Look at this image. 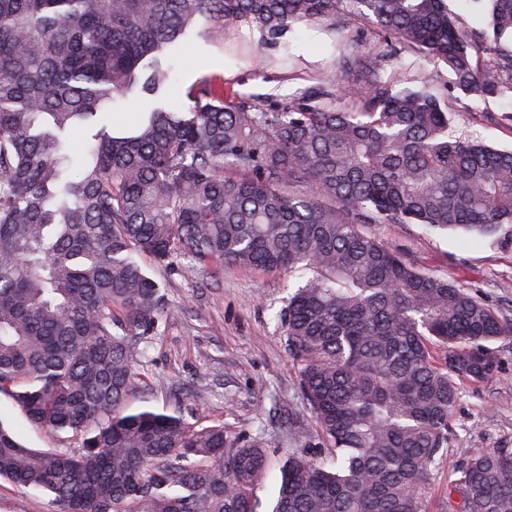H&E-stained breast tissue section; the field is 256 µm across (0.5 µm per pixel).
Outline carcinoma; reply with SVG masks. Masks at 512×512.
Instances as JSON below:
<instances>
[{
	"label": "carcinoma",
	"instance_id": "1",
	"mask_svg": "<svg viewBox=\"0 0 512 512\" xmlns=\"http://www.w3.org/2000/svg\"><path fill=\"white\" fill-rule=\"evenodd\" d=\"M461 26L445 0H0V393L75 448H27L0 425V479L59 512H256L263 446L150 409L133 331L165 305L140 262L286 271L285 347L324 446L288 449L273 512H428L459 382L500 373L512 336L482 298L406 261L364 224L462 230L512 247V150L448 135L430 87L375 78L348 108L322 87L286 108L156 106L94 135L73 177L62 136L136 86L170 80V45L197 20L274 42L353 13L448 67L468 96L512 92V0ZM446 512H512V448H461Z\"/></svg>",
	"mask_w": 512,
	"mask_h": 512
}]
</instances>
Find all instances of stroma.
I'll return each mask as SVG.
<instances>
[{
	"label": "stroma",
	"mask_w": 512,
	"mask_h": 512,
	"mask_svg": "<svg viewBox=\"0 0 512 512\" xmlns=\"http://www.w3.org/2000/svg\"><path fill=\"white\" fill-rule=\"evenodd\" d=\"M362 46L383 79L413 86L423 67L419 56L379 36L367 20L344 15L335 24L300 23L274 43L241 25L223 39L209 36L205 23L192 28L170 53L172 83L164 102L187 110V90L211 75L224 79L230 101L281 108L297 103L306 88L320 85L336 68L338 36ZM434 88L451 114L448 132L474 136L498 148H512V125L499 116L512 98L474 99L453 83L447 67ZM150 100L134 92L97 115V127L118 131L148 111ZM366 230L423 270L454 281L512 319V248L462 231H429L418 224H370ZM166 289L165 308L149 336H134L132 358L146 388L126 400L128 409L176 413L189 423L220 424L233 435L266 441L269 463L254 488L258 512H270L281 470L294 435L288 418L299 415L308 443L317 426L303 410L298 371L284 348L281 312L288 299V276L280 272L225 269L215 277L184 275L179 265L153 266ZM499 376L459 387L450 417L449 454L427 489L430 512H442L443 493L453 478L460 448H512V336L495 341ZM0 424L30 448L71 447L65 433L33 425L6 394H0ZM0 512H57L49 495L0 480Z\"/></svg>",
	"instance_id": "1"
}]
</instances>
